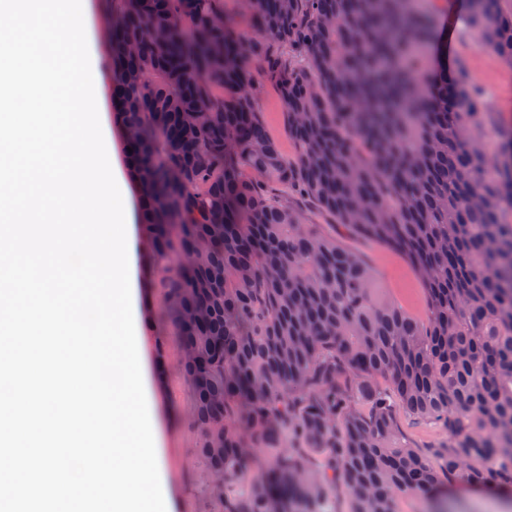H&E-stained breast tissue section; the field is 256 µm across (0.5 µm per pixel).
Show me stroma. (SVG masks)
I'll list each match as a JSON object with an SVG mask.
<instances>
[{
	"mask_svg": "<svg viewBox=\"0 0 512 512\" xmlns=\"http://www.w3.org/2000/svg\"><path fill=\"white\" fill-rule=\"evenodd\" d=\"M426 6L439 27L455 21L451 35L453 56L463 59L471 80L481 90L484 111L500 113L503 121L512 125V68L503 66L495 54L475 48L466 38L468 0H427ZM249 66L260 86V118L283 154L293 157L295 147L288 137V117L279 94L271 83L266 82L261 60L251 59ZM297 206L304 223L321 225L323 232L335 237L339 245L369 260L378 284L389 300L416 314L424 313L423 286L402 253L377 242L344 234L340 226L332 224L308 202L298 201ZM147 316L145 306H138L143 356L148 367H155L160 358L165 359L167 366L165 378L150 375L147 395L148 411L157 423L160 481L171 501L172 512H220L209 471L198 454L201 432L192 422L193 394L181 371L180 346L176 337L170 335L166 336L164 344H157V330L144 327ZM440 507L447 508L448 512H512V494L460 490L439 493L432 499L406 496L399 501V512H436Z\"/></svg>",
	"mask_w": 512,
	"mask_h": 512,
	"instance_id": "stroma-1",
	"label": "stroma"
}]
</instances>
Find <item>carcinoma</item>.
Returning a JSON list of instances; mask_svg holds the SVG:
<instances>
[{"mask_svg":"<svg viewBox=\"0 0 512 512\" xmlns=\"http://www.w3.org/2000/svg\"><path fill=\"white\" fill-rule=\"evenodd\" d=\"M107 0L112 120L149 245L155 320L180 341L199 451L224 512H398L445 486L512 489V129L423 0ZM473 43L512 64V0H469ZM264 57L296 147L257 110ZM269 182L404 254L425 319L364 257L304 223ZM441 427L426 453L398 415ZM265 452L259 474L246 451ZM224 15L230 20L237 31L248 39L259 38L254 29L252 18L247 9L246 0H223Z\"/></svg>","mask_w":512,"mask_h":512,"instance_id":"cac0c4a2","label":"carcinoma"}]
</instances>
